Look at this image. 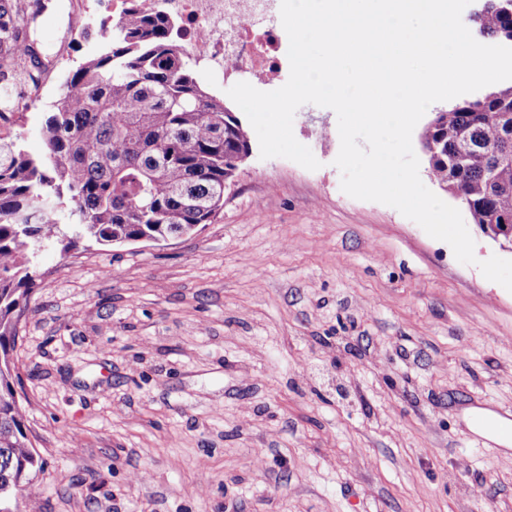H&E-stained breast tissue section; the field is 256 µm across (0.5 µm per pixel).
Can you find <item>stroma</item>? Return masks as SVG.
I'll use <instances>...</instances> for the list:
<instances>
[{
	"label": "stroma",
	"instance_id": "35a3bbf8",
	"mask_svg": "<svg viewBox=\"0 0 512 512\" xmlns=\"http://www.w3.org/2000/svg\"><path fill=\"white\" fill-rule=\"evenodd\" d=\"M30 24L36 98L0 137L42 153L93 53L88 0ZM320 163L252 154L224 208L165 242L44 249L14 353L45 461L38 512H512V293L396 209L341 189L333 110L294 117Z\"/></svg>",
	"mask_w": 512,
	"mask_h": 512
}]
</instances>
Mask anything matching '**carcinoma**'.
<instances>
[{"label":"carcinoma","instance_id":"carcinoma-1","mask_svg":"<svg viewBox=\"0 0 512 512\" xmlns=\"http://www.w3.org/2000/svg\"><path fill=\"white\" fill-rule=\"evenodd\" d=\"M34 17L25 0H0V76L29 73ZM473 23L480 36L512 44V0H486ZM172 28L138 13L114 25L45 119L43 155L0 138V512H23L44 465L13 362L41 251L195 234L224 208L233 161L251 147L248 126L197 81ZM420 140L436 147L434 180L458 187L479 229L512 216V164L497 161L512 152V85L444 110Z\"/></svg>","mask_w":512,"mask_h":512}]
</instances>
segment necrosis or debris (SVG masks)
Wrapping results in <instances>:
<instances>
[{
	"mask_svg": "<svg viewBox=\"0 0 512 512\" xmlns=\"http://www.w3.org/2000/svg\"><path fill=\"white\" fill-rule=\"evenodd\" d=\"M142 10L179 21L178 39L192 56L235 81L261 74L280 81L277 0H135Z\"/></svg>",
	"mask_w": 512,
	"mask_h": 512,
	"instance_id": "4bbe7bcc",
	"label": "necrosis or debris"
}]
</instances>
